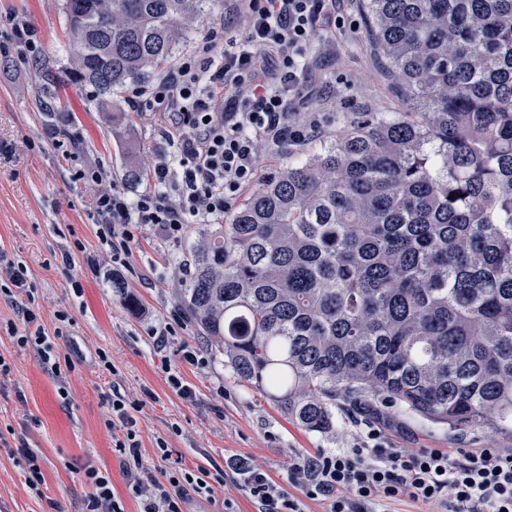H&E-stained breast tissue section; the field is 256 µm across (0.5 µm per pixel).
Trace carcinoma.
<instances>
[{
    "mask_svg": "<svg viewBox=\"0 0 512 512\" xmlns=\"http://www.w3.org/2000/svg\"><path fill=\"white\" fill-rule=\"evenodd\" d=\"M223 0H64L68 82L165 64ZM408 95L264 180L193 242L180 303L308 431L336 401L512 426V0H370Z\"/></svg>",
    "mask_w": 512,
    "mask_h": 512,
    "instance_id": "carcinoma-1",
    "label": "carcinoma"
}]
</instances>
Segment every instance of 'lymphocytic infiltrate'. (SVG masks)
Listing matches in <instances>:
<instances>
[{
    "instance_id": "f902f5d3",
    "label": "lymphocytic infiltrate",
    "mask_w": 512,
    "mask_h": 512,
    "mask_svg": "<svg viewBox=\"0 0 512 512\" xmlns=\"http://www.w3.org/2000/svg\"><path fill=\"white\" fill-rule=\"evenodd\" d=\"M246 29H209L199 53L155 83L133 89L135 112H160L175 153H160L147 171L149 187L136 198L99 169L84 171L91 207L112 232L113 260L130 252L138 231L178 243L190 224H220L259 173V145L302 144L323 127L316 112L298 111L306 58L313 42L341 21V0H239ZM8 323L17 346L31 348L58 381L74 371L29 309ZM141 402L113 390L112 446L125 466L128 488L142 512H181L180 482L159 483L141 474L134 411ZM369 444L326 450L288 465L280 486L260 466L229 463V479L242 482L259 512H305L304 499H320L327 512H389L396 500L430 504L439 512H512V449L481 448L450 454L441 448H389L370 433Z\"/></svg>"
}]
</instances>
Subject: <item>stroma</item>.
<instances>
[{
	"label": "stroma",
	"mask_w": 512,
	"mask_h": 512,
	"mask_svg": "<svg viewBox=\"0 0 512 512\" xmlns=\"http://www.w3.org/2000/svg\"><path fill=\"white\" fill-rule=\"evenodd\" d=\"M367 4L345 0L343 27L323 34L312 48L305 108L324 113L321 137L264 149L260 176L342 136L356 113L401 111V99L367 36ZM10 15L32 27L34 53L22 56L10 48ZM69 61L63 0H0V251L26 268L30 285L11 298L0 293V355L12 366L9 377L0 379V430L8 442L0 447V512H83L90 467L110 477L124 512H139L105 427L114 381L126 395L150 393L136 415L146 473L164 482L175 471L203 469L217 478L212 496L187 491L183 512H225L228 502L235 512H258L244 487L223 483L229 458L253 459L283 485L290 458L361 446L372 429L393 448H512V426L453 431L397 407L367 412L352 401L337 406L332 429L310 432L237 378L193 321L157 341L152 329L183 313L178 290L189 276L182 266L198 227L188 225L175 245L141 232L131 244L129 265L113 269L79 173L100 167L129 195L141 193L146 182L133 185L124 178L126 155L133 151L146 159L173 150L164 134L167 121L159 112L130 111L128 89L114 92L104 104L92 87L62 78L53 89L54 112L69 113L77 141L59 147L54 113L41 109L44 90L37 70L45 62L62 70ZM65 252L71 256L67 264L61 258ZM116 276L125 290L113 288ZM22 307L33 310L49 331L59 311L71 316L55 340L58 353L75 362L67 397L59 396L58 382L41 367L38 354L17 347L8 335L5 325L17 321ZM188 347L197 350L199 363L185 360ZM107 361L112 370H104ZM175 377L192 389V399L173 388ZM21 442L39 456L42 496L28 489L27 473L12 453Z\"/></svg>",
	"instance_id": "obj_1"
}]
</instances>
